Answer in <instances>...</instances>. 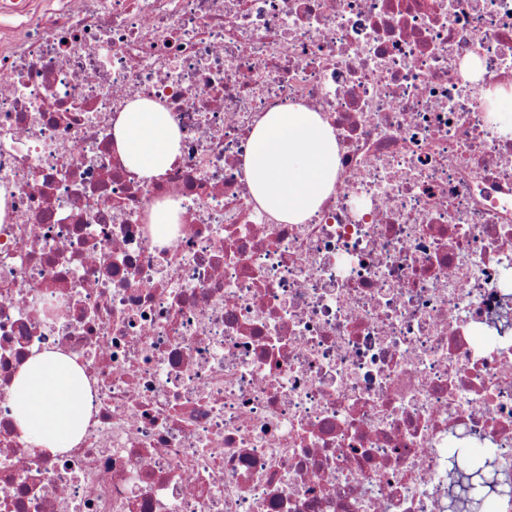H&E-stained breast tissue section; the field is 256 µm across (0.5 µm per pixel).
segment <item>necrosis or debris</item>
Here are the masks:
<instances>
[{"mask_svg": "<svg viewBox=\"0 0 512 512\" xmlns=\"http://www.w3.org/2000/svg\"><path fill=\"white\" fill-rule=\"evenodd\" d=\"M511 83L512 0H0V512H451L462 462L512 512ZM139 98L181 133L150 184ZM291 104L340 160L304 224L244 167ZM45 349L92 397L54 456L12 420ZM486 94L500 133L512 135V86L496 85L487 89ZM116 153L124 166L150 183L180 156V133L170 112L160 103L129 102L112 128ZM148 224H153V238L156 242L165 241L169 237V224H179V215L174 202L152 206L149 211Z\"/></svg>", "mask_w": 512, "mask_h": 512, "instance_id": "1", "label": "necrosis or debris"}]
</instances>
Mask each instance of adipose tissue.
I'll use <instances>...</instances> for the list:
<instances>
[{
  "instance_id": "adipose-tissue-1",
  "label": "adipose tissue",
  "mask_w": 512,
  "mask_h": 512,
  "mask_svg": "<svg viewBox=\"0 0 512 512\" xmlns=\"http://www.w3.org/2000/svg\"><path fill=\"white\" fill-rule=\"evenodd\" d=\"M124 166L146 182L164 174L180 154V133L160 103L129 102L113 124ZM338 150L323 117L296 105L266 112L250 137L246 173L258 207L285 224L311 219L336 182ZM13 421L35 449L53 454L73 447L90 414L86 379L74 358L32 354L12 384Z\"/></svg>"
}]
</instances>
